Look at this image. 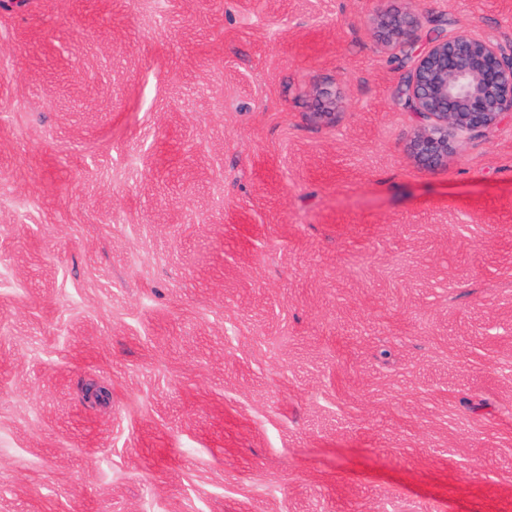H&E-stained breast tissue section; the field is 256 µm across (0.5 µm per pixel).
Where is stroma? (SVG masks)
Listing matches in <instances>:
<instances>
[{
  "label": "stroma",
  "instance_id": "35a3bbf8",
  "mask_svg": "<svg viewBox=\"0 0 512 512\" xmlns=\"http://www.w3.org/2000/svg\"><path fill=\"white\" fill-rule=\"evenodd\" d=\"M403 7L0 0V512H512V119L415 161Z\"/></svg>",
  "mask_w": 512,
  "mask_h": 512
}]
</instances>
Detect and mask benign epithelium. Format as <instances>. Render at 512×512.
<instances>
[{"instance_id":"7a95c632","label":"benign epithelium","mask_w":512,"mask_h":512,"mask_svg":"<svg viewBox=\"0 0 512 512\" xmlns=\"http://www.w3.org/2000/svg\"><path fill=\"white\" fill-rule=\"evenodd\" d=\"M390 44L410 49L412 68L398 99L416 119L410 143L415 160L435 169L466 135L495 127L512 115V47L464 32L427 33L409 0L405 11L380 21Z\"/></svg>"}]
</instances>
